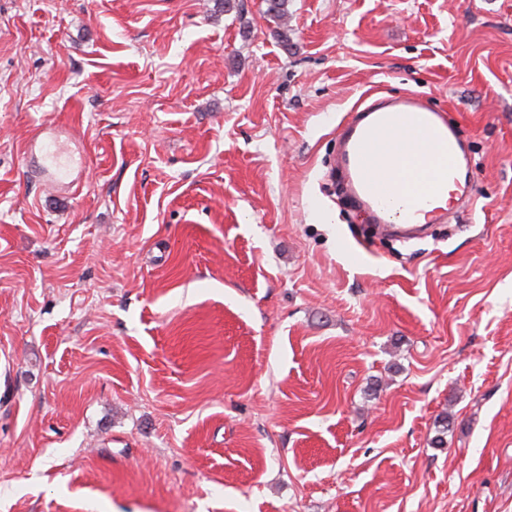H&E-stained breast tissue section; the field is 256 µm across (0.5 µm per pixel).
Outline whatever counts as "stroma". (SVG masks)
Segmentation results:
<instances>
[{
	"instance_id": "stroma-1",
	"label": "stroma",
	"mask_w": 512,
	"mask_h": 512,
	"mask_svg": "<svg viewBox=\"0 0 512 512\" xmlns=\"http://www.w3.org/2000/svg\"><path fill=\"white\" fill-rule=\"evenodd\" d=\"M265 9L0 0V512H512V0ZM404 96L476 180L409 244L329 176ZM37 149L43 160L44 170L52 177H58L63 174L66 165L59 160L56 153V141L53 138H43L36 141L33 145Z\"/></svg>"
}]
</instances>
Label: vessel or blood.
<instances>
[{
  "label": "vessel or blood",
  "instance_id": "vessel-or-blood-1",
  "mask_svg": "<svg viewBox=\"0 0 512 512\" xmlns=\"http://www.w3.org/2000/svg\"><path fill=\"white\" fill-rule=\"evenodd\" d=\"M432 145L444 150L437 176L421 186L410 185L404 169L426 167ZM34 147L50 176L63 174L54 139H41ZM464 158L457 132L443 112L421 98L402 97L356 113L341 134L337 168L346 197L368 223L384 234L405 235L417 230L420 220L438 219V212L428 207L430 198L443 182H457Z\"/></svg>",
  "mask_w": 512,
  "mask_h": 512
}]
</instances>
